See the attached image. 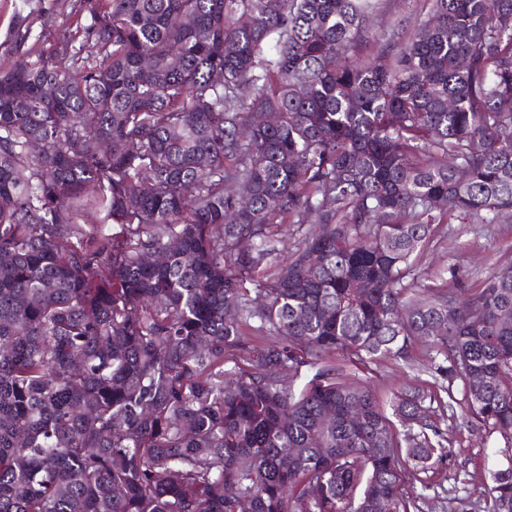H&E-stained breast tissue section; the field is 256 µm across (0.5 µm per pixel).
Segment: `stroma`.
<instances>
[{
	"label": "stroma",
	"mask_w": 512,
	"mask_h": 512,
	"mask_svg": "<svg viewBox=\"0 0 512 512\" xmlns=\"http://www.w3.org/2000/svg\"><path fill=\"white\" fill-rule=\"evenodd\" d=\"M80 0H0V70L9 68L15 58L14 34L19 13H26L33 33L54 32L73 21ZM429 0H381L370 19L372 32L362 47V54L372 58L386 50H399L413 27L429 11ZM512 265V218L495 224L493 232L480 231L478 225L457 218L437 225L433 248L429 252L421 278L424 285H440L449 273H456L468 288L479 286L488 263ZM428 358L423 347L414 350L413 368L400 367L383 359L372 364L367 381L381 402H388L393 392L406 382L423 378ZM448 476H459V507L469 512L491 471L505 468L507 460L499 449L500 437L487 435L485 429L457 413L448 430Z\"/></svg>",
	"instance_id": "stroma-1"
}]
</instances>
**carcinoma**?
<instances>
[{
	"mask_svg": "<svg viewBox=\"0 0 512 512\" xmlns=\"http://www.w3.org/2000/svg\"><path fill=\"white\" fill-rule=\"evenodd\" d=\"M88 2L0 70V512H433L456 405L512 512V266L420 281L434 224L512 212V0L374 59L378 0ZM428 363L426 350L422 346H417L414 350V367L412 369L402 368L391 359L379 360L371 365L369 374H360V378H367L374 393L383 403H387L401 385L415 379L428 378L423 372V367Z\"/></svg>",
	"mask_w": 512,
	"mask_h": 512,
	"instance_id": "cac0c4a2",
	"label": "carcinoma"
}]
</instances>
